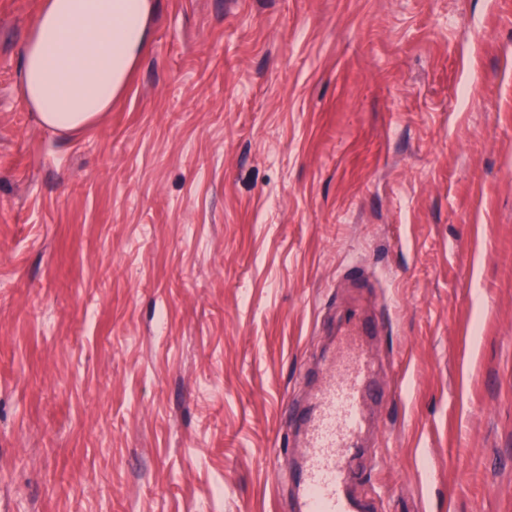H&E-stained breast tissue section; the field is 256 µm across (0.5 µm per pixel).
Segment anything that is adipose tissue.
<instances>
[{"label":"adipose tissue","instance_id":"1","mask_svg":"<svg viewBox=\"0 0 512 512\" xmlns=\"http://www.w3.org/2000/svg\"><path fill=\"white\" fill-rule=\"evenodd\" d=\"M152 0H44L22 47L24 104L67 134L109 111L149 38Z\"/></svg>","mask_w":512,"mask_h":512}]
</instances>
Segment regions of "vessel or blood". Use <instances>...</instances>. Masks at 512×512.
I'll use <instances>...</instances> for the list:
<instances>
[{
	"instance_id": "1",
	"label": "vessel or blood",
	"mask_w": 512,
	"mask_h": 512,
	"mask_svg": "<svg viewBox=\"0 0 512 512\" xmlns=\"http://www.w3.org/2000/svg\"><path fill=\"white\" fill-rule=\"evenodd\" d=\"M368 320L344 333L340 359H325L310 406L296 413L304 451L295 486L297 512H358L347 493L366 425L365 406L378 394L375 361L363 343Z\"/></svg>"
}]
</instances>
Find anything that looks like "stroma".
I'll use <instances>...</instances> for the list:
<instances>
[{
  "instance_id": "stroma-1",
  "label": "stroma",
  "mask_w": 512,
  "mask_h": 512,
  "mask_svg": "<svg viewBox=\"0 0 512 512\" xmlns=\"http://www.w3.org/2000/svg\"><path fill=\"white\" fill-rule=\"evenodd\" d=\"M0 0V512H294L285 410L360 314L350 492L512 512V0H156L94 124Z\"/></svg>"
}]
</instances>
